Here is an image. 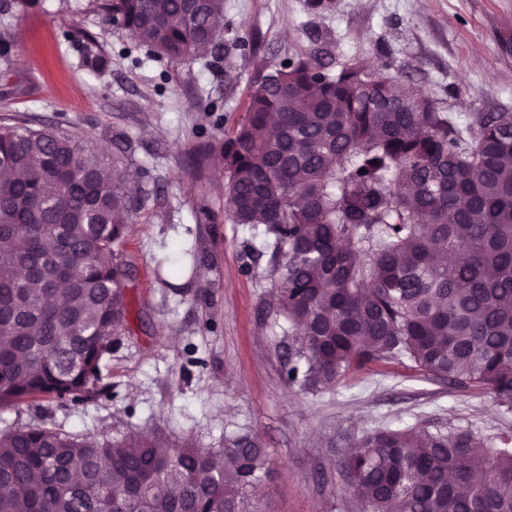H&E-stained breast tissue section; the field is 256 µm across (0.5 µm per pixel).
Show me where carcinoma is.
<instances>
[{
  "instance_id": "cac0c4a2",
  "label": "carcinoma",
  "mask_w": 512,
  "mask_h": 512,
  "mask_svg": "<svg viewBox=\"0 0 512 512\" xmlns=\"http://www.w3.org/2000/svg\"><path fill=\"white\" fill-rule=\"evenodd\" d=\"M172 63L219 49L224 0H100ZM69 132L0 123V409L104 392L100 362L130 272L114 246L142 203L118 164ZM232 221L273 247L270 314L288 381L336 385L406 357L512 412V112L459 124L430 94L353 57L292 55L252 78L224 140ZM366 173H360V170ZM26 262L33 271L15 274ZM194 249L157 264L196 273ZM364 512H512V437L422 426L364 436L342 461ZM249 439L164 448L130 433L0 430V512H254Z\"/></svg>"
}]
</instances>
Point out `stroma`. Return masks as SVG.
Here are the masks:
<instances>
[{
	"mask_svg": "<svg viewBox=\"0 0 512 512\" xmlns=\"http://www.w3.org/2000/svg\"><path fill=\"white\" fill-rule=\"evenodd\" d=\"M255 52L172 65L116 29L96 0H0V119L43 123L113 153L149 193L122 245L126 319L101 371L107 395L65 406L38 397L0 410V430L53 427L89 437L130 432L220 448L246 436L269 470L259 512H363L339 466L365 434L422 425L512 436L488 391L435 380L411 362H376L334 387L289 384L287 336L266 316L270 252L232 223L222 146L245 117L257 70L292 54L364 57L443 101L459 122L512 112V0H224V40ZM203 100V111L191 108ZM189 243L195 277L168 288L155 261Z\"/></svg>",
	"mask_w": 512,
	"mask_h": 512,
	"instance_id": "1",
	"label": "stroma"
}]
</instances>
